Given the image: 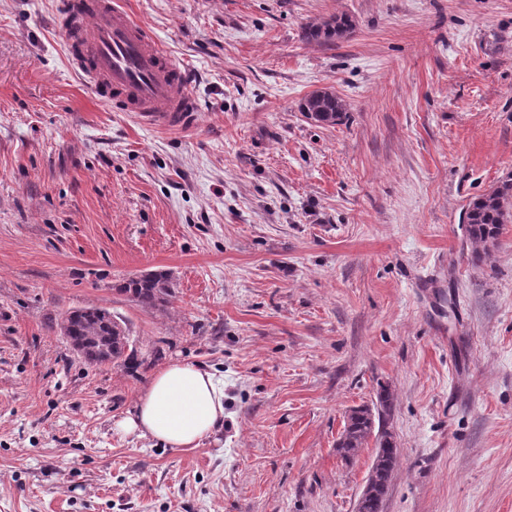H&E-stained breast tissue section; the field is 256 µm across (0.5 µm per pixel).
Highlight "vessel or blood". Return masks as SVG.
<instances>
[{"label": "vessel or blood", "mask_w": 512, "mask_h": 512, "mask_svg": "<svg viewBox=\"0 0 512 512\" xmlns=\"http://www.w3.org/2000/svg\"><path fill=\"white\" fill-rule=\"evenodd\" d=\"M56 26L70 68L116 111L137 113L143 125L164 130L196 126L188 73L118 0H61Z\"/></svg>", "instance_id": "1"}]
</instances>
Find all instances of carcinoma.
<instances>
[{
    "instance_id": "cac0c4a2",
    "label": "carcinoma",
    "mask_w": 512,
    "mask_h": 512,
    "mask_svg": "<svg viewBox=\"0 0 512 512\" xmlns=\"http://www.w3.org/2000/svg\"><path fill=\"white\" fill-rule=\"evenodd\" d=\"M352 20L346 16H331L319 23L302 26V39L312 43H330L353 31ZM346 104L335 93L315 91L300 104L306 118L324 125L340 121ZM512 222V179L501 181L489 192L474 199L466 212L467 231L477 246L471 254L474 263H481L486 252L478 246L494 241L501 226ZM171 275L164 271L149 272L126 281L118 291L127 295L145 310H163L172 297ZM62 321L69 322L68 335L86 343L100 355V360L112 358V363L123 366H139V349L130 340L125 321L112 315L105 308H77L64 313ZM375 415L368 406L350 410L344 430L337 443L339 453L352 459L368 444L374 434ZM377 452L371 466V477L357 501L356 512H384L383 503L389 491L392 473L397 461V446L392 434L383 432L376 445Z\"/></svg>"
}]
</instances>
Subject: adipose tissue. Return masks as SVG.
<instances>
[{
	"mask_svg": "<svg viewBox=\"0 0 512 512\" xmlns=\"http://www.w3.org/2000/svg\"><path fill=\"white\" fill-rule=\"evenodd\" d=\"M223 421V381L195 364L173 361L152 376L134 412L115 428L174 448H194Z\"/></svg>",
	"mask_w": 512,
	"mask_h": 512,
	"instance_id": "obj_1",
	"label": "adipose tissue"
}]
</instances>
